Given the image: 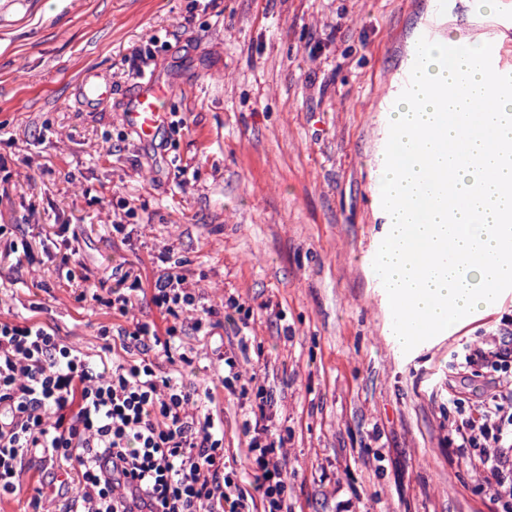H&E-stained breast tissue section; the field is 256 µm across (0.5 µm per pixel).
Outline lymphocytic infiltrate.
Instances as JSON below:
<instances>
[{
    "label": "lymphocytic infiltrate",
    "mask_w": 512,
    "mask_h": 512,
    "mask_svg": "<svg viewBox=\"0 0 512 512\" xmlns=\"http://www.w3.org/2000/svg\"><path fill=\"white\" fill-rule=\"evenodd\" d=\"M141 278L126 270L108 297L81 289L80 300L103 303L128 316ZM150 302L173 318L121 328L124 357L94 358L62 343L42 323L0 320V498L19 493L25 462L39 456L59 480L63 512H292L284 440L256 425L246 472L224 457L214 389H199L162 374L153 353L176 348L182 315L199 336H216L218 309L175 268L155 280ZM488 373L486 390L459 409L454 452L484 476L496 512H512V320L484 346L462 348L458 369Z\"/></svg>",
    "instance_id": "f902f5d3"
}]
</instances>
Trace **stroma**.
<instances>
[{
	"label": "stroma",
	"instance_id": "obj_1",
	"mask_svg": "<svg viewBox=\"0 0 512 512\" xmlns=\"http://www.w3.org/2000/svg\"><path fill=\"white\" fill-rule=\"evenodd\" d=\"M0 0V319L38 320L122 355L113 268L144 283L176 264L234 325L247 392L218 390L224 455L244 465L257 392L285 441L294 512H493L483 477L449 459L448 377L512 315V292L456 336L396 340L377 194L389 108L422 30L497 46L512 89V0ZM172 84L149 141L120 116L133 68ZM101 72L112 99L87 103ZM125 214L126 232L112 230ZM75 238L76 255L63 242ZM81 87L85 98L91 102L108 99L112 94V86L96 73H86L81 80Z\"/></svg>",
	"mask_w": 512,
	"mask_h": 512
}]
</instances>
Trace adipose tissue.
Instances as JSON below:
<instances>
[{"mask_svg":"<svg viewBox=\"0 0 512 512\" xmlns=\"http://www.w3.org/2000/svg\"><path fill=\"white\" fill-rule=\"evenodd\" d=\"M447 45L432 41L419 59L421 93L391 115L400 161L379 179L391 304L435 332L512 283V92L486 66L481 41L453 61Z\"/></svg>","mask_w":512,"mask_h":512,"instance_id":"ef3b65f1","label":"adipose tissue"}]
</instances>
